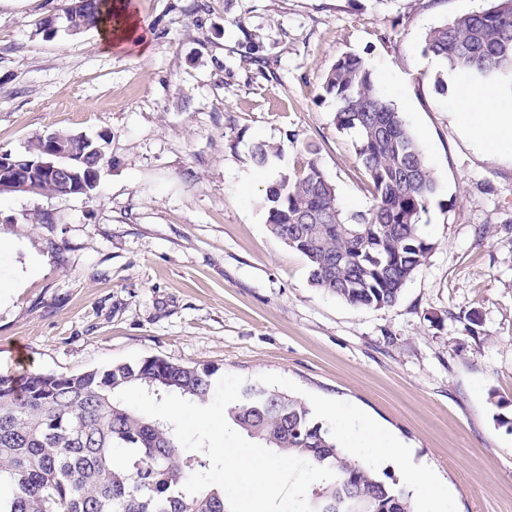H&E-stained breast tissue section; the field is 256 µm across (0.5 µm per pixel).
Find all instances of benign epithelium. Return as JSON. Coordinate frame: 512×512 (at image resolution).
Returning <instances> with one entry per match:
<instances>
[{
    "label": "benign epithelium",
    "mask_w": 512,
    "mask_h": 512,
    "mask_svg": "<svg viewBox=\"0 0 512 512\" xmlns=\"http://www.w3.org/2000/svg\"><path fill=\"white\" fill-rule=\"evenodd\" d=\"M101 153L94 147L88 151L75 149L47 136L41 155L31 159L22 154L0 153V188L28 189L49 178L61 187L60 193L89 195L99 175H90L84 169L88 154Z\"/></svg>",
    "instance_id": "7a95c632"
}]
</instances>
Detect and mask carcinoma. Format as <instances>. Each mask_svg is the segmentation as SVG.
Returning <instances> with one entry per match:
<instances>
[{
    "instance_id": "obj_1",
    "label": "carcinoma",
    "mask_w": 512,
    "mask_h": 512,
    "mask_svg": "<svg viewBox=\"0 0 512 512\" xmlns=\"http://www.w3.org/2000/svg\"><path fill=\"white\" fill-rule=\"evenodd\" d=\"M108 2L68 6L69 33L97 26ZM425 51L477 91L512 94V0H494L431 28ZM322 90L336 104V126L354 134L373 203L364 213L346 214L311 150L305 164L277 173L267 187V224L306 258L313 287L353 306L390 307L433 250L419 221L437 180L363 57L342 54ZM251 158L275 170L282 151L258 143ZM216 373L157 357L80 374L1 373L0 512H230L220 487L196 495L183 490L192 474L209 469L206 455L183 453L172 425L116 398L139 386L158 398L174 394L203 406L214 397ZM227 416L257 444L334 472L307 492L315 512H336V503L352 499L363 512H412L405 489L350 456L301 400L250 387Z\"/></svg>"
}]
</instances>
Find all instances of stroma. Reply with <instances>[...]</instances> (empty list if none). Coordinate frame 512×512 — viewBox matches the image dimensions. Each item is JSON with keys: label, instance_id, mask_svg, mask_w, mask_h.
<instances>
[{"label": "stroma", "instance_id": "stroma-1", "mask_svg": "<svg viewBox=\"0 0 512 512\" xmlns=\"http://www.w3.org/2000/svg\"><path fill=\"white\" fill-rule=\"evenodd\" d=\"M147 55L96 29L47 38L69 0H0V152L53 130L106 137L87 196L0 194V373L76 374L158 357L306 402L344 445L384 431L448 491L449 512H512V156L455 121L424 50L490 0H134ZM362 56L438 188L434 246L395 305L313 288L260 200L255 143L307 146L347 211L372 204L350 133L321 96Z\"/></svg>", "mask_w": 512, "mask_h": 512}]
</instances>
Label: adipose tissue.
<instances>
[{
    "label": "adipose tissue",
    "mask_w": 512,
    "mask_h": 512,
    "mask_svg": "<svg viewBox=\"0 0 512 512\" xmlns=\"http://www.w3.org/2000/svg\"><path fill=\"white\" fill-rule=\"evenodd\" d=\"M115 13L114 23L102 21L98 24L103 44L119 48L142 46L146 39L145 27L137 11L130 9L127 0H122ZM454 117L475 134L488 154L512 155V108L505 106L495 94L466 91L458 100ZM352 454L373 463L399 461L403 479L422 504V512H446L448 496L440 481L430 475L423 464L414 462L409 451L394 438L376 434L368 447L353 449Z\"/></svg>",
    "instance_id": "obj_1"
}]
</instances>
